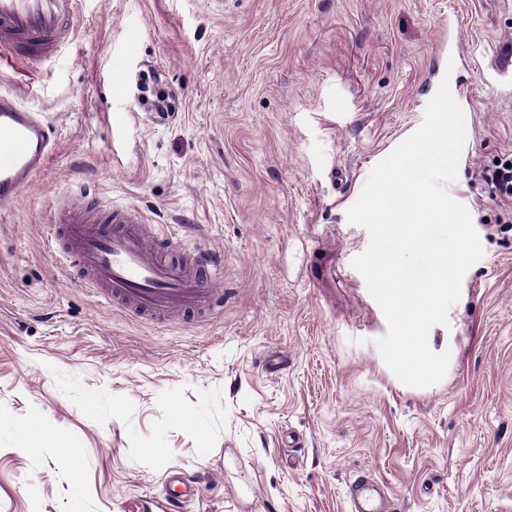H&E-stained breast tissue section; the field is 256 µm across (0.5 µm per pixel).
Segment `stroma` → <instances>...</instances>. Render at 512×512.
<instances>
[{"instance_id": "obj_1", "label": "stroma", "mask_w": 512, "mask_h": 512, "mask_svg": "<svg viewBox=\"0 0 512 512\" xmlns=\"http://www.w3.org/2000/svg\"><path fill=\"white\" fill-rule=\"evenodd\" d=\"M223 3L79 0L58 57L0 64L59 140L0 212V512H145L172 470L196 478V512H348L363 473L395 512H512V228L477 175L512 155V85L492 70L512 0ZM451 14L469 104L446 189L485 254L428 335L444 379L412 388L374 345L388 323L347 210L422 123ZM127 49L117 90L107 54ZM147 65L178 112L139 105ZM82 187L221 253L222 314L156 327L81 287L49 221Z\"/></svg>"}]
</instances>
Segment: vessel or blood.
I'll return each mask as SVG.
<instances>
[{
	"label": "vessel or blood",
	"mask_w": 512,
	"mask_h": 512,
	"mask_svg": "<svg viewBox=\"0 0 512 512\" xmlns=\"http://www.w3.org/2000/svg\"><path fill=\"white\" fill-rule=\"evenodd\" d=\"M77 0H0V52L30 62L55 58L69 43ZM55 128L20 93L0 91V210L13 205L56 149ZM53 238L85 287L125 315L159 324L217 313L224 303L223 259L162 232H151L135 207L103 214L90 204L53 210ZM156 497L155 512H187L199 501L192 477L177 474ZM348 512H391L388 492L361 475L351 484Z\"/></svg>",
	"instance_id": "b4317fda"
}]
</instances>
